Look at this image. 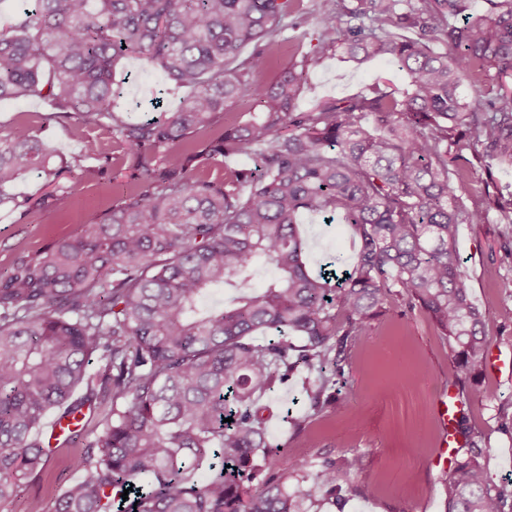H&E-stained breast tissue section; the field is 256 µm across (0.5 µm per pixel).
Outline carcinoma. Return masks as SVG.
Instances as JSON below:
<instances>
[{"instance_id":"cac0c4a2","label":"carcinoma","mask_w":512,"mask_h":512,"mask_svg":"<svg viewBox=\"0 0 512 512\" xmlns=\"http://www.w3.org/2000/svg\"><path fill=\"white\" fill-rule=\"evenodd\" d=\"M485 3L455 25L467 0H312L321 51L392 61L406 83L301 112L307 56L260 80L278 37L302 24L300 0H21L0 27V101L49 98L106 127L136 167L102 222L0 274V504L58 449L82 446L55 512H112L127 489L129 512H310L302 466L288 463L292 486L262 478L272 410L261 399L299 366L320 373L310 400L334 403L326 392L346 384L348 354L371 347L369 322L388 306L435 322L458 373L483 372L489 342L459 228L493 210L512 224L501 180L512 173V0ZM131 55L189 95L156 118L125 117L116 75ZM245 100L257 115L217 125ZM247 150L255 167L205 174ZM474 158L488 189L471 203ZM31 170L59 177L30 127L0 135V204ZM305 211L352 226L344 276L307 269ZM264 266L274 274L258 286ZM225 287L230 303L205 306ZM458 427L467 448L447 512H512V479L489 482L481 436L464 418ZM361 469L354 452L324 462L313 484L337 494Z\"/></svg>"}]
</instances>
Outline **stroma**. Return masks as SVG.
<instances>
[{"mask_svg": "<svg viewBox=\"0 0 512 512\" xmlns=\"http://www.w3.org/2000/svg\"><path fill=\"white\" fill-rule=\"evenodd\" d=\"M323 29L308 18L299 29L284 32L275 49L267 77H274L292 56L294 43L309 55L301 110L318 101L343 98L372 83L398 86L403 77L396 64L345 62L319 48ZM129 77L123 103L133 119L144 118L153 94L168 90L170 103L185 90L170 91L164 74L141 59L124 63ZM25 124L38 134L46 153L59 167L60 183L71 190L65 214L48 205L53 186L31 172L10 187L11 203L0 205V273L10 271L19 257L34 258L63 236L100 222L123 192L134 161L123 156L108 130L88 126L57 112L48 99L33 97L0 102V134ZM27 199L42 200L26 210ZM305 260L312 272L328 267L332 257L354 259L357 238L349 225L324 223L306 215L301 226ZM458 249L471 276V299L483 313L490 348L506 362L499 376L482 373L467 382L470 392L464 414L482 437L479 460L495 483L512 477V226L498 213L486 223L460 227ZM369 347L347 358L349 381L339 402L317 410L303 389L311 373L299 368L287 387L271 393L274 411L267 424L271 453L267 475L290 481L285 461L301 462L314 472L326 461L358 452L363 469L335 503L322 491L314 496L320 512H445L446 470L434 464L440 427L434 401L444 386L455 383V361L442 343L436 325L426 316L378 312L368 328ZM492 389L493 398L482 397ZM80 452L60 449L49 471L24 480L14 500L0 512H53L56 500L80 465Z\"/></svg>", "mask_w": 512, "mask_h": 512, "instance_id": "35a3bbf8", "label": "stroma"}]
</instances>
